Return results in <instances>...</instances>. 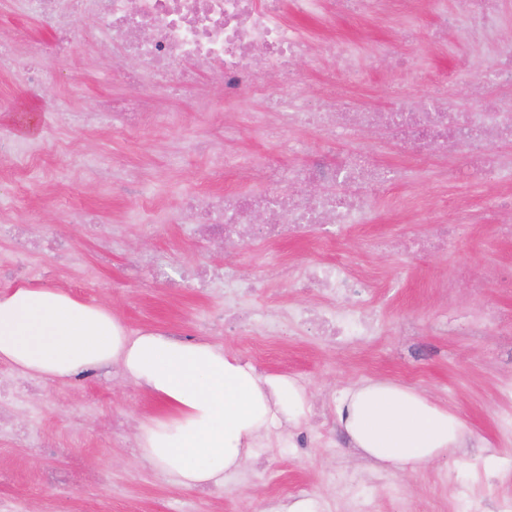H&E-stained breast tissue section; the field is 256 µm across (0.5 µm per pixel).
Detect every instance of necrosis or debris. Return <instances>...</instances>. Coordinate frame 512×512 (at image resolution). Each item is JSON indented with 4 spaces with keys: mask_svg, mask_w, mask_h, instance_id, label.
I'll use <instances>...</instances> for the list:
<instances>
[{
    "mask_svg": "<svg viewBox=\"0 0 512 512\" xmlns=\"http://www.w3.org/2000/svg\"><path fill=\"white\" fill-rule=\"evenodd\" d=\"M98 26L124 47L138 68L131 78L151 83L158 91L181 97L190 95L184 67H207L222 82L224 98L233 101L250 94L266 101L264 110L253 112L255 129L315 128L327 140L386 128L400 142L419 151L422 162H431L436 151L456 145L474 161L481 160L489 139L512 142V101L500 108L455 119L438 101L414 104L401 101L393 112L380 116L360 112L336 100L309 102L301 80H294L292 94H283L277 73L295 59L312 56L311 41L294 25L297 17H328L329 0H85ZM263 57L266 69L256 73L252 61ZM262 169L270 192L256 197L228 190L188 194L183 210L189 211L204 241L229 248L243 234L269 243L284 238L337 239L340 232L364 223L365 189H382L401 181L399 169L376 164L369 152L358 151L329 157L310 155L299 164L259 167L255 155L227 152L220 157L219 172L247 175ZM335 184L339 190L312 198L304 187ZM266 278L290 281L304 288H321L339 303L321 310L291 308L271 316L249 298L254 284L233 269H225L224 311L232 316L243 335L280 336L288 324L314 323L323 336L367 334L373 329L360 291L367 286L361 271L346 259L334 257L298 268L271 258Z\"/></svg>",
    "mask_w": 512,
    "mask_h": 512,
    "instance_id": "1",
    "label": "necrosis or debris"
}]
</instances>
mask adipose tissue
Instances as JSON below:
<instances>
[{
	"mask_svg": "<svg viewBox=\"0 0 512 512\" xmlns=\"http://www.w3.org/2000/svg\"><path fill=\"white\" fill-rule=\"evenodd\" d=\"M0 360L54 380L120 363L164 407L139 427L143 457L189 488L220 483L263 430L297 423L306 401L305 389L290 377L257 375L208 342L163 332L128 335L105 307L57 288L20 284L0 292ZM337 415L354 448L409 473L470 438L457 415L389 382L348 389Z\"/></svg>",
	"mask_w": 512,
	"mask_h": 512,
	"instance_id": "obj_1",
	"label": "adipose tissue"
}]
</instances>
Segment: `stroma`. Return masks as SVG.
<instances>
[{
  "instance_id": "35a3bbf8",
  "label": "stroma",
  "mask_w": 512,
  "mask_h": 512,
  "mask_svg": "<svg viewBox=\"0 0 512 512\" xmlns=\"http://www.w3.org/2000/svg\"><path fill=\"white\" fill-rule=\"evenodd\" d=\"M74 15L71 51L58 54L55 33L36 16L17 14L11 0H0V47L19 41L39 43L45 78L30 83L22 69L0 70V137L39 147L40 167L68 168L74 154L104 157V179L80 177L78 184L45 180L28 190L25 178L0 161V199L13 202V221L33 225L46 239L64 240L65 255L45 250L28 259L26 284L60 288L88 303L102 304L131 334L158 329L193 338L200 323H212L206 339L243 364L259 365L261 374H282L302 385L310 403H323L328 416L314 422L303 415L298 424L262 432L249 457L226 473L223 498L214 503L201 488H186L160 466L146 461L134 442L140 423L163 410L162 404L122 370L89 373L66 381L34 377L35 389L9 400L4 411L31 433L70 448L68 457L33 456L0 436V496L21 500L25 512H258L266 498L282 487L297 499L326 506L328 512H354L364 502L375 512H498L500 496L512 495V321L504 320L495 336L471 332L459 314L478 309L512 312V289L491 287L478 293L468 281L452 292L439 284L466 266L480 273L498 268L512 272V241L499 240L489 224H466L461 207L481 209L507 191L504 183L483 182L464 161L448 168L447 177L421 163L409 162L400 147L382 137L377 158L387 165L412 167L413 173L390 192L374 193L362 226L329 245L292 240L272 251L304 267L340 253L347 254L372 282L368 303L378 319L369 336H345L329 343L303 327L264 342L255 352L248 336L225 333L217 324L224 311V290L201 292L171 287L141 267V258L163 253L176 268L195 264L234 267L246 279H264L262 246H239L226 253L196 242L189 219L179 218L186 190L261 193L259 176L234 173L213 177L214 158L193 151L199 140L224 142V127L241 129L236 151L278 162L277 140L248 126L250 112L262 107L256 97L225 102L213 74H205L193 96L167 102L176 124L144 125L113 133L105 120L87 123L97 100L128 93L120 71L134 69L118 57L97 30L79 0H61ZM401 8L410 36L399 40L392 20L350 18L337 13L334 32L357 44L360 70L367 82L350 90L349 76L329 65L301 59L294 67L307 95L318 99L329 90L357 107L387 108L400 97L429 102L448 96L456 108L480 110L484 76L496 53L512 46V0H500L496 34L490 39L466 35L463 0H448L455 27L431 38L436 19ZM398 40L407 62L399 69L375 46ZM33 114L38 133L20 132L17 118ZM458 225V241L448 250L405 255L366 251V239L381 234H426L436 223ZM254 301L270 313L285 307L329 306V298L307 293L289 282L271 283ZM384 380L411 387L457 414L473 438L456 456L406 475L383 467L353 448L337 421V408L348 387ZM121 418L115 433L108 422Z\"/></svg>"
}]
</instances>
